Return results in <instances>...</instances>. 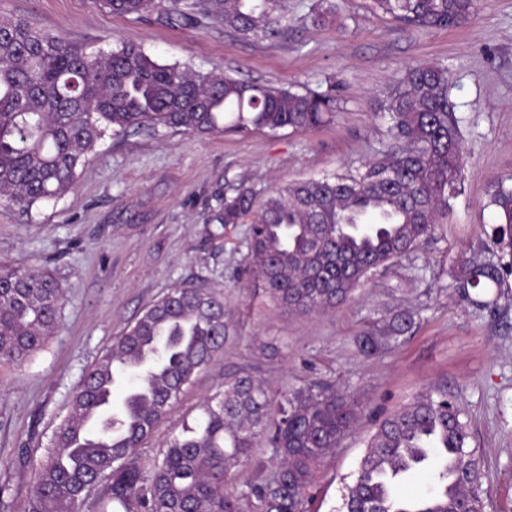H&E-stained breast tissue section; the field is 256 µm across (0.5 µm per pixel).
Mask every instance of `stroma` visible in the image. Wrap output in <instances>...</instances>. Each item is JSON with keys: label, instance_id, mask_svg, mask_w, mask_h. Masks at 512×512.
<instances>
[{"label": "stroma", "instance_id": "1", "mask_svg": "<svg viewBox=\"0 0 512 512\" xmlns=\"http://www.w3.org/2000/svg\"><path fill=\"white\" fill-rule=\"evenodd\" d=\"M292 2V32L269 43L209 20L188 27L162 11L115 16L95 0H0V16L90 52L133 43L164 63L276 86L317 89L332 77L341 98L335 123L314 131L108 134L61 198L26 213L0 203V263L49 269L66 291L45 348L22 366L0 363V484L9 487L0 512H22L73 392L113 336L181 282L223 292L234 330L139 448L142 462L196 424L204 402L237 372L275 391L332 385L354 395L361 412L316 466L307 510L339 512L377 424L441 386L463 407L484 461L485 512H512V306L480 311L448 286L460 254L496 221L486 206L491 184L512 179V0H480L475 18L454 29L409 27L372 0H343L339 22L317 28L308 18L316 0ZM415 62L443 64L454 79L467 157L461 194L432 239L379 269L335 310L279 309L250 281L247 225L224 228L212 214L239 184L266 195L374 157L386 140L379 103ZM387 306L417 312L412 332L395 348L362 353L357 337Z\"/></svg>", "mask_w": 512, "mask_h": 512}]
</instances>
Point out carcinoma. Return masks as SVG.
Masks as SVG:
<instances>
[{"label":"carcinoma","instance_id":"1","mask_svg":"<svg viewBox=\"0 0 512 512\" xmlns=\"http://www.w3.org/2000/svg\"><path fill=\"white\" fill-rule=\"evenodd\" d=\"M114 15L140 17L178 0H96ZM409 24L468 23L477 0H373ZM288 0H205L178 11L188 25L218 18L246 39L288 34ZM317 27L339 19L336 0H318ZM440 63L406 67L389 88L381 118L389 142L356 169L289 182L261 198L242 185L216 221L249 224L247 263L278 307L313 315L350 299L378 269L431 238L462 191L461 118ZM336 83L324 91L249 83L215 71L161 63L138 45L88 53L24 19L0 18V200L22 210L74 185L107 131L169 129L189 134L305 132L330 124ZM493 248L459 257L448 287L487 308L512 275V186L491 184ZM65 289L42 269L0 265V362L21 365L54 333ZM415 324L388 310L358 337L387 350ZM231 325L224 294L182 282L150 303L86 372L69 415L36 469L25 512H82L96 492L99 512H307L315 465L350 431L355 397L331 386L275 395L248 372L224 381L195 426L172 436L147 466L137 449L184 387L224 349ZM464 412L448 391L418 393L385 417L366 441L341 512H484L483 462L470 446ZM278 464L237 485V468L260 442ZM420 470L439 490L412 497L398 482Z\"/></svg>","mask_w":512,"mask_h":512}]
</instances>
